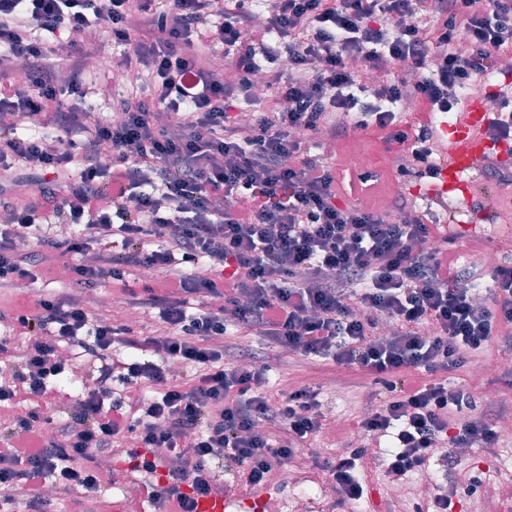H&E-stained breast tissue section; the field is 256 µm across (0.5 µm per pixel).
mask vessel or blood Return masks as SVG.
I'll return each instance as SVG.
<instances>
[{"label":"vessel or blood","mask_w":512,"mask_h":512,"mask_svg":"<svg viewBox=\"0 0 512 512\" xmlns=\"http://www.w3.org/2000/svg\"><path fill=\"white\" fill-rule=\"evenodd\" d=\"M490 120L488 112L474 105L465 122L446 127L442 143L444 159L435 182L428 189L432 200L441 202L451 196L459 203H469L477 188L474 177L477 167L512 152V143L504 140L495 143L485 136ZM263 502V497H248L224 489L200 499L196 512H261Z\"/></svg>","instance_id":"b4317fda"}]
</instances>
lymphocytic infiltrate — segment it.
Here are the masks:
<instances>
[{"label":"lymphocytic infiltrate","mask_w":512,"mask_h":512,"mask_svg":"<svg viewBox=\"0 0 512 512\" xmlns=\"http://www.w3.org/2000/svg\"><path fill=\"white\" fill-rule=\"evenodd\" d=\"M245 2L0 0V290L69 285L0 309V403L21 408L0 421V512L15 488L29 512H97L106 460L142 473L154 512H194L222 487L219 461L268 486L330 424L319 387L270 389L273 350L359 368L388 393L319 464L341 499L366 492L368 441L392 437L394 481L436 449L453 463L500 441L506 410L475 412L450 376L494 336L512 346V266L463 265L409 201L373 204L379 172L344 177L305 143L369 129L409 156L396 177L432 173L431 129L394 106L449 112L466 90L512 113L484 78L512 57V0ZM90 60L129 76L105 112ZM67 254L80 263L58 264ZM108 282L124 308L156 312L153 330L88 309ZM256 335L266 350L238 342ZM81 362L92 385L57 420Z\"/></svg>","instance_id":"lymphocytic-infiltrate-1"}]
</instances>
